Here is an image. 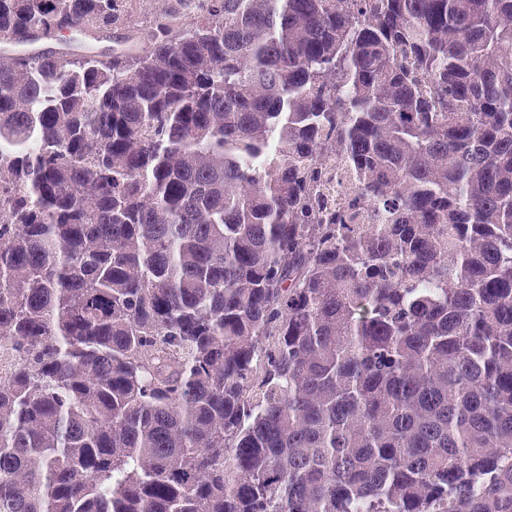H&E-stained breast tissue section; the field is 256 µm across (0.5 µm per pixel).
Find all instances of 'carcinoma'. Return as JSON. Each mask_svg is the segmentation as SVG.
Returning a JSON list of instances; mask_svg holds the SVG:
<instances>
[{
    "label": "carcinoma",
    "mask_w": 512,
    "mask_h": 512,
    "mask_svg": "<svg viewBox=\"0 0 512 512\" xmlns=\"http://www.w3.org/2000/svg\"><path fill=\"white\" fill-rule=\"evenodd\" d=\"M158 28L0 53V512H512V0ZM331 180L326 184L324 192L326 197L336 198V204L343 202L355 192V182L349 174L337 163V160H329ZM336 166V167H335Z\"/></svg>",
    "instance_id": "obj_1"
}]
</instances>
